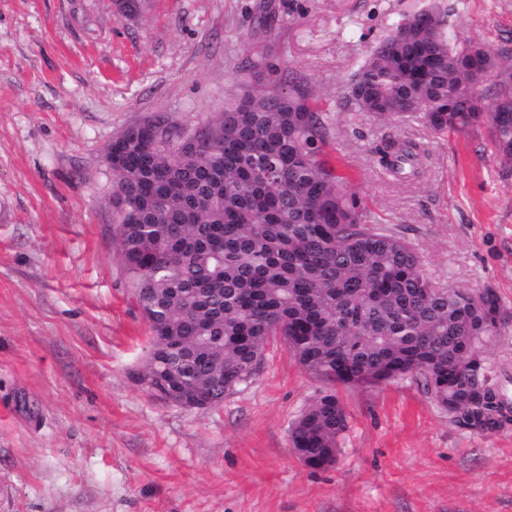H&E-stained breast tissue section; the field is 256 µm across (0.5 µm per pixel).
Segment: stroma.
<instances>
[{"label":"stroma","mask_w":512,"mask_h":512,"mask_svg":"<svg viewBox=\"0 0 512 512\" xmlns=\"http://www.w3.org/2000/svg\"><path fill=\"white\" fill-rule=\"evenodd\" d=\"M429 0H0V512H512V426L453 424L421 381L340 389L336 464L312 471L290 430L321 394L284 343L206 410L135 378L151 331L128 298L109 143L162 116L189 130L252 80L303 78L327 102L329 161L445 288H494L512 313V162L485 129L376 122L350 76ZM459 40L512 54V0H446ZM275 17L257 28V15ZM429 150L395 180L372 149Z\"/></svg>","instance_id":"35a3bbf8"}]
</instances>
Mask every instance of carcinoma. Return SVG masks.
I'll return each mask as SVG.
<instances>
[{"label": "carcinoma", "mask_w": 512, "mask_h": 512, "mask_svg": "<svg viewBox=\"0 0 512 512\" xmlns=\"http://www.w3.org/2000/svg\"><path fill=\"white\" fill-rule=\"evenodd\" d=\"M448 30L443 0L403 16L352 75L354 111L434 132L487 123L492 150L512 162V85L483 111L477 65L512 79V63L477 57ZM190 132L161 117L112 142V208L130 299L152 338L142 370L155 387L174 379L205 397L248 382L279 336L325 382L290 437L314 470L326 469L347 430L336 386L423 381L457 426L480 434L512 415L484 348L509 319L497 291L436 286L414 245L367 214L348 176L325 159L330 129L300 78L263 94L250 85ZM373 153L394 178L418 176L427 150L398 136ZM486 385L475 395L459 368Z\"/></svg>", "instance_id": "obj_1"}]
</instances>
